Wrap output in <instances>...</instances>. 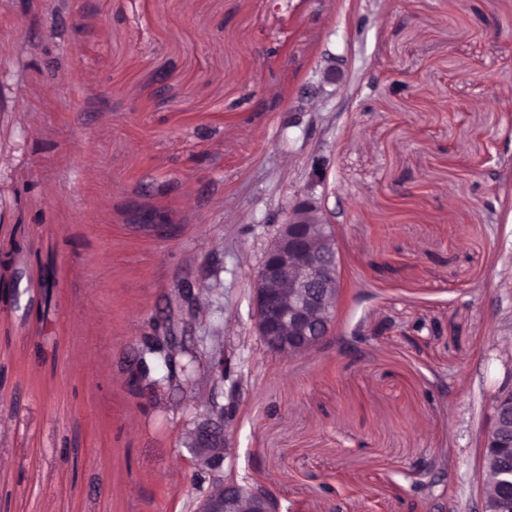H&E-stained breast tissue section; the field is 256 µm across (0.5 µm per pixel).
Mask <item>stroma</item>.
I'll use <instances>...</instances> for the list:
<instances>
[{
	"mask_svg": "<svg viewBox=\"0 0 512 512\" xmlns=\"http://www.w3.org/2000/svg\"><path fill=\"white\" fill-rule=\"evenodd\" d=\"M306 194L343 289L284 358L250 289ZM0 280V512H192L211 398L225 473L290 512H478L512 385V0H0ZM216 341L233 380H186ZM320 80L317 88L310 95L311 98L317 97L319 94L326 93V86L334 87V91H336V86L340 85L344 79L343 71L336 65L335 58H328L324 61L323 66H321L320 70Z\"/></svg>",
	"mask_w": 512,
	"mask_h": 512,
	"instance_id": "35a3bbf8",
	"label": "stroma"
}]
</instances>
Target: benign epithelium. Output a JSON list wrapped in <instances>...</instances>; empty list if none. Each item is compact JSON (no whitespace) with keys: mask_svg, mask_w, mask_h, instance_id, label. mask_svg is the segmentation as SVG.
Listing matches in <instances>:
<instances>
[{"mask_svg":"<svg viewBox=\"0 0 512 512\" xmlns=\"http://www.w3.org/2000/svg\"><path fill=\"white\" fill-rule=\"evenodd\" d=\"M319 73L313 98L344 79L333 58L324 61ZM341 293L334 226L322 207L306 195L293 206L254 272L255 330L273 353L292 357L315 350L332 333ZM208 367L223 379L233 373L231 358L221 348L209 350ZM208 408L209 413L187 433L197 469L206 472L211 484L196 512H282L274 495L248 490L236 478L223 474L224 461L230 455L224 434V406L212 401ZM493 410L481 450L492 448L497 457L512 460V438L504 435L505 430H512V387L497 392ZM487 481L495 490L481 494L482 512H512V466L498 467L492 475L479 477V484Z\"/></svg>","mask_w":512,"mask_h":512,"instance_id":"1","label":"benign epithelium"}]
</instances>
